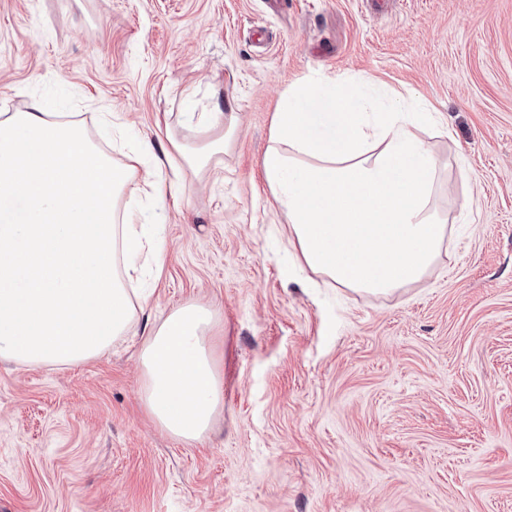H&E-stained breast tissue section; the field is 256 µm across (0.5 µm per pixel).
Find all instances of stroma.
I'll return each mask as SVG.
<instances>
[{"label":"stroma","instance_id":"stroma-1","mask_svg":"<svg viewBox=\"0 0 512 512\" xmlns=\"http://www.w3.org/2000/svg\"><path fill=\"white\" fill-rule=\"evenodd\" d=\"M373 76L426 104L447 252L390 295L288 270L260 161L297 79ZM229 150L166 198L132 341L72 366L0 361V512H512V0H0V113L40 101ZM469 208H461L462 199ZM212 306L224 413L188 445L146 416L137 349ZM235 99L224 96L223 107L220 99H216L210 112H202L198 119V126L209 135L198 143L188 145L172 141L173 150L177 153L183 164L192 170L207 168L213 159L224 154L239 124Z\"/></svg>","mask_w":512,"mask_h":512}]
</instances>
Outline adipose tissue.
Segmentation results:
<instances>
[{
    "mask_svg": "<svg viewBox=\"0 0 512 512\" xmlns=\"http://www.w3.org/2000/svg\"><path fill=\"white\" fill-rule=\"evenodd\" d=\"M372 77H324L289 86L261 167L273 207L289 224L300 269L372 295L420 283L439 262L448 226L430 207L441 164L415 130L427 109L403 112L400 96L370 109ZM206 137L172 147L192 170L222 155L237 130L233 97L214 102ZM124 163L94 143L77 120L32 102L0 113V359L77 365L125 337L145 298L144 275L159 277L165 243L149 209L166 184L148 141L112 127ZM139 178L136 204L118 206ZM214 311L187 303L147 336L138 360L141 400L164 433L203 440L224 411V374Z\"/></svg>",
    "mask_w": 512,
    "mask_h": 512,
    "instance_id": "ef3b65f1",
    "label": "adipose tissue"
}]
</instances>
